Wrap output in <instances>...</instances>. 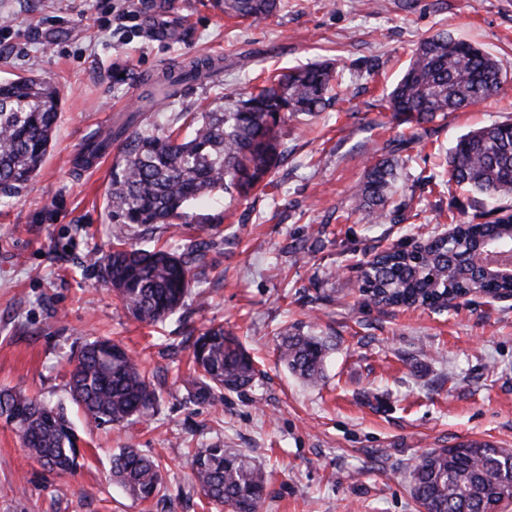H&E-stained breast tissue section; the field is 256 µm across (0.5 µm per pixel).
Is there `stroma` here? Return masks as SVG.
<instances>
[{"label":"stroma","instance_id":"stroma-1","mask_svg":"<svg viewBox=\"0 0 512 512\" xmlns=\"http://www.w3.org/2000/svg\"><path fill=\"white\" fill-rule=\"evenodd\" d=\"M102 0H0V80L34 75L62 102L33 184L0 202V389L70 406L83 344L108 338L147 369L160 401L130 426L72 419L83 466L57 475L30 458L0 418V512H214L194 487L189 452L220 442L269 473L259 512H419L410 470L435 448L481 441L512 450V300L472 295L445 309L379 307L357 285L384 250L493 218L450 185L456 139L512 117V79L497 98L416 124L382 108L413 50L439 31L495 55L512 76V0H284L265 18L235 19L213 0H134L124 32L99 30ZM222 57L221 82H193L154 107L158 123L212 108L276 72L334 63L337 101L284 128L286 157L267 187L225 204L195 202L136 246L205 242L183 307L148 325L121 309L91 254L112 246V169L79 163L91 139L133 111L162 72ZM403 168L395 199L406 220L365 224L352 193L375 159ZM223 325L257 362L259 381L222 401L187 384L188 330ZM329 347L312 387L277 360V331ZM157 458L164 484L148 501L111 480L112 456Z\"/></svg>","mask_w":512,"mask_h":512}]
</instances>
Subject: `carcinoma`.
<instances>
[{
	"label": "carcinoma",
	"instance_id": "obj_1",
	"mask_svg": "<svg viewBox=\"0 0 512 512\" xmlns=\"http://www.w3.org/2000/svg\"><path fill=\"white\" fill-rule=\"evenodd\" d=\"M233 17H268L281 0H216ZM220 62L192 60L156 82L147 100L175 95L185 81L207 80ZM508 82L498 60L485 49L437 32L423 39L387 95L385 109L416 122L445 118L497 97ZM339 85L330 63L317 62L270 76L219 108L183 112L177 127L137 123L125 133L112 161L107 191L112 207V251L90 257L113 285L123 309L143 322L175 314L192 288V269L201 245L182 251L145 249L127 242L134 227L147 231L169 224L186 204L222 193L234 201L266 186L285 158L281 129L289 120L312 116L331 104ZM61 106L59 90L35 76L0 83V194L13 197L34 180L50 146ZM447 183L468 188L490 202L512 199V120L493 122L459 137L445 158ZM399 177L398 160L372 164L354 193L367 224L387 216ZM463 240L432 239L424 250L404 256L396 248L378 255L358 291L382 306L446 308L464 295L495 287L468 275L458 261L464 243L493 233L512 240V228L495 219L463 223ZM194 369L188 378L194 397L214 401L224 390L253 384L256 369L241 343L211 326L192 342ZM278 356L288 370L315 383L323 373L327 346L314 336L280 333ZM71 401L97 424L120 425L154 410L157 394L138 361L120 344L98 339L79 351L70 377ZM17 415L14 426L29 456L56 474H71L82 458L79 439L62 406L0 391V415ZM191 473L203 495L232 512H258L267 474L252 457L221 443L191 451ZM411 492L424 512H499L512 502V450L462 442L437 448L412 467ZM112 480L129 495L147 500L162 488L159 463L135 448L112 456Z\"/></svg>",
	"mask_w": 512,
	"mask_h": 512
}]
</instances>
